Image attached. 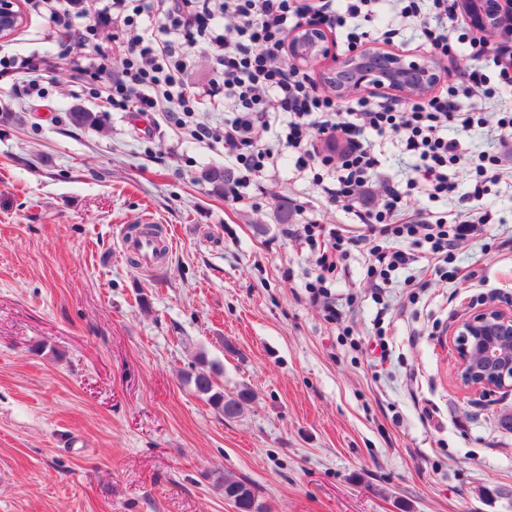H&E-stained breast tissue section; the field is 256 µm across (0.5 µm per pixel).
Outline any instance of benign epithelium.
Returning a JSON list of instances; mask_svg holds the SVG:
<instances>
[{
	"mask_svg": "<svg viewBox=\"0 0 512 512\" xmlns=\"http://www.w3.org/2000/svg\"><path fill=\"white\" fill-rule=\"evenodd\" d=\"M470 25L483 38L512 50V0H456ZM23 20L21 0H0V37ZM288 58L308 67L326 60L322 84L334 89L338 99L386 89L405 98L430 94L441 81V67L433 55L408 60L378 46L356 47L337 53L326 30L308 23L290 31ZM457 364L455 377L465 388L487 394L512 391V309L486 304L455 326Z\"/></svg>",
	"mask_w": 512,
	"mask_h": 512,
	"instance_id": "benign-epithelium-1",
	"label": "benign epithelium"
}]
</instances>
